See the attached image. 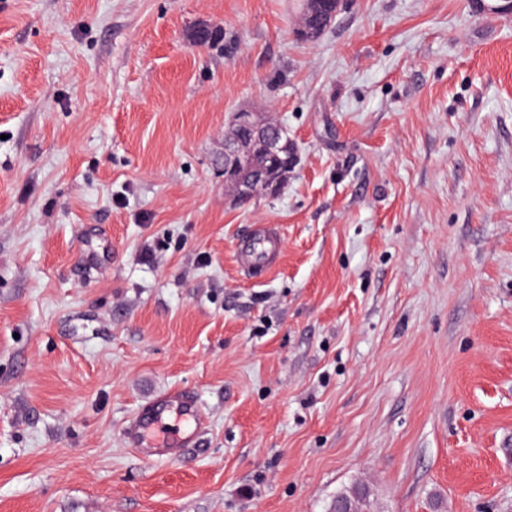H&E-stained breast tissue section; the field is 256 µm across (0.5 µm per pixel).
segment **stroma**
Returning <instances> with one entry per match:
<instances>
[{
  "mask_svg": "<svg viewBox=\"0 0 512 512\" xmlns=\"http://www.w3.org/2000/svg\"><path fill=\"white\" fill-rule=\"evenodd\" d=\"M300 26L297 0H0V512H328L358 483L512 512V12ZM243 109L299 156L244 205ZM255 224L282 233L257 280ZM168 390L209 426L147 460L123 430ZM246 240L249 247L238 249V265L244 274L260 277L270 271L280 252V237L275 224H255Z\"/></svg>",
  "mask_w": 512,
  "mask_h": 512,
  "instance_id": "obj_1",
  "label": "stroma"
}]
</instances>
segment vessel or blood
Returning <instances> with one entry per match:
<instances>
[{
    "mask_svg": "<svg viewBox=\"0 0 512 512\" xmlns=\"http://www.w3.org/2000/svg\"><path fill=\"white\" fill-rule=\"evenodd\" d=\"M248 242V248L238 253V265L248 276H263L279 256L281 240L276 225H253ZM205 427L194 394L176 391L143 404L125 428L124 437L142 458L174 460L197 444Z\"/></svg>",
    "mask_w": 512,
    "mask_h": 512,
    "instance_id": "obj_1",
    "label": "vessel or blood"
}]
</instances>
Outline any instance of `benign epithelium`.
<instances>
[{
	"label": "benign epithelium",
	"mask_w": 512,
	"mask_h": 512,
	"mask_svg": "<svg viewBox=\"0 0 512 512\" xmlns=\"http://www.w3.org/2000/svg\"><path fill=\"white\" fill-rule=\"evenodd\" d=\"M306 4L307 10L302 14V29L324 30L328 25L327 20L324 19L318 24L312 23L313 19L321 15L322 0H306ZM232 123L248 131L251 137L245 140L234 138L224 141V185L233 190L235 200L238 202L245 197L254 196L259 191L276 193V187L272 185V170L256 171L245 175L243 164L255 147L270 160H277L281 150L278 134L272 129L271 124L256 119L252 112L235 113ZM330 512H366V508L363 507V501L359 498L353 500L338 498L333 502Z\"/></svg>",
	"instance_id": "7a95c632"
}]
</instances>
